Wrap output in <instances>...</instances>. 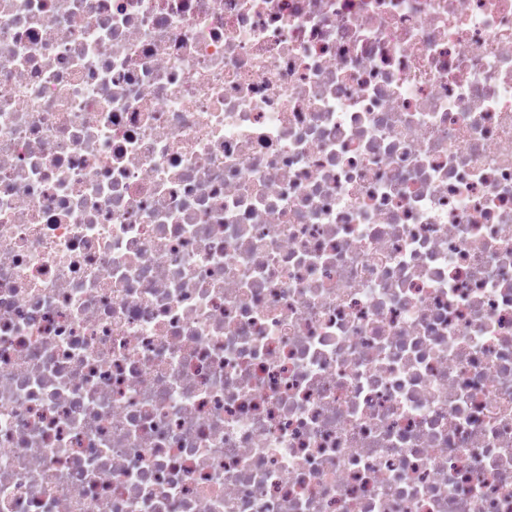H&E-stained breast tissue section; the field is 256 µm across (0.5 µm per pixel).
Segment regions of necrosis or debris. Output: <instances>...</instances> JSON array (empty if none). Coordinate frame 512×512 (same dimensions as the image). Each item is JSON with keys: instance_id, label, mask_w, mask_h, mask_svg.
Instances as JSON below:
<instances>
[{"instance_id": "4bbe7bcc", "label": "necrosis or debris", "mask_w": 512, "mask_h": 512, "mask_svg": "<svg viewBox=\"0 0 512 512\" xmlns=\"http://www.w3.org/2000/svg\"><path fill=\"white\" fill-rule=\"evenodd\" d=\"M0 512H512V0H0Z\"/></svg>"}]
</instances>
